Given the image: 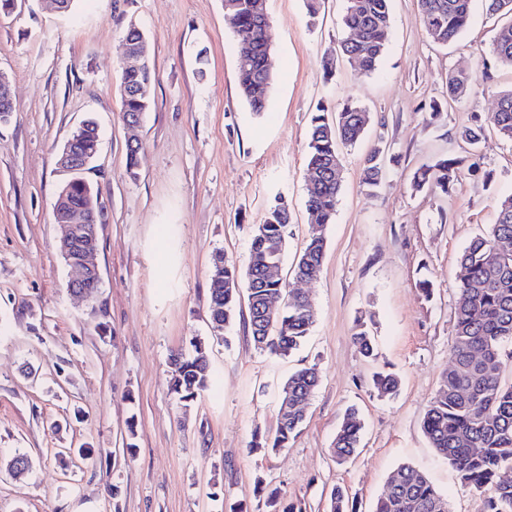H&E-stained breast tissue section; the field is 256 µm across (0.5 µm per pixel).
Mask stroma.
<instances>
[{
  "label": "stroma",
  "instance_id": "obj_1",
  "mask_svg": "<svg viewBox=\"0 0 512 512\" xmlns=\"http://www.w3.org/2000/svg\"><path fill=\"white\" fill-rule=\"evenodd\" d=\"M344 7L324 0L312 18L305 0H266L276 63L260 113L239 93L224 0H77L65 14L53 0H17L0 13V72L13 98L0 122V512H259L272 490L306 512H328L338 486L359 512H373L402 464L446 495L449 512H478L477 495L431 447L422 422L449 363L459 257L495 223L497 197L512 195V144L486 131L484 176L459 167L445 193L416 189L414 175L466 158L459 130L512 88V69L490 52L501 20L474 0L465 31L442 46L417 0H390L389 41L367 74L339 53ZM132 24L157 75L134 129L119 92ZM457 71L480 80L452 101L448 75ZM348 101L371 120L343 151L322 272L299 283L292 263L310 233V118L317 105ZM88 120L100 138L86 177L104 207L101 285L89 299L68 290L72 271L53 218L67 179L57 155ZM132 138L140 152L131 175ZM380 141L392 160L370 190L360 183L363 158ZM277 195L291 214L278 276L316 307L310 335L286 358L254 347L245 315L220 339L208 316L215 252L245 268L253 228ZM422 279L431 297L418 291ZM362 319L375 336L372 358L353 342ZM194 338L206 344L211 378L186 403L170 390V356L192 354ZM312 365L320 384L301 433L280 451L251 452L255 434L275 428L284 381ZM380 369L399 376L396 397L373 389ZM351 405L362 443L339 465L330 448ZM80 446L88 456H69ZM19 453L32 460L20 481L4 467Z\"/></svg>",
  "mask_w": 512,
  "mask_h": 512
}]
</instances>
